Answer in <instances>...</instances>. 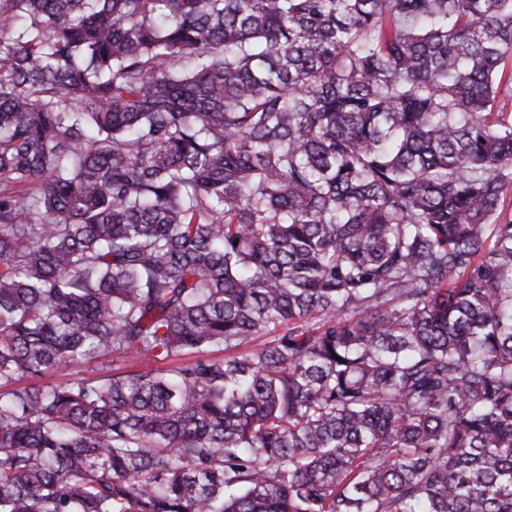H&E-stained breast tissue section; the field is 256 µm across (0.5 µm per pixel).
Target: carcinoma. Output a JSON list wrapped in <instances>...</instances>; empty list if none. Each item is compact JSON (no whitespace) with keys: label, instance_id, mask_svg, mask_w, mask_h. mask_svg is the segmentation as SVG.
Masks as SVG:
<instances>
[{"label":"carcinoma","instance_id":"cac0c4a2","mask_svg":"<svg viewBox=\"0 0 512 512\" xmlns=\"http://www.w3.org/2000/svg\"><path fill=\"white\" fill-rule=\"evenodd\" d=\"M511 60L512 0H0V512H512Z\"/></svg>","mask_w":512,"mask_h":512}]
</instances>
